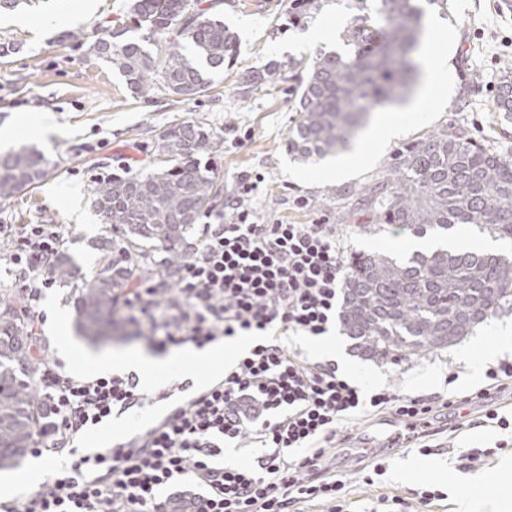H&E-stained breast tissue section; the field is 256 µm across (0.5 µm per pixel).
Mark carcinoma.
I'll return each instance as SVG.
<instances>
[{
	"label": "carcinoma",
	"instance_id": "1",
	"mask_svg": "<svg viewBox=\"0 0 512 512\" xmlns=\"http://www.w3.org/2000/svg\"><path fill=\"white\" fill-rule=\"evenodd\" d=\"M222 0H130L139 38L128 28L106 31L95 54L119 67L127 86L146 99L178 96L190 100L211 85L236 50L234 35L217 7ZM447 14L448 0H354L342 41L348 54L319 53L299 89L300 120L288 152L321 159L346 147L370 113L408 98L422 61L425 8ZM164 37L152 54L145 44ZM155 168L107 173L96 178L93 207L104 223L97 249L101 267L81 277L67 250L58 255L51 277L70 289L86 336L112 331V292L128 287L125 262L134 256L160 259L152 266L175 282L194 255L190 242L200 217L224 186L195 154L216 153L224 142L203 120L192 119L159 131ZM50 161L37 149L0 154V198L33 187L49 173ZM343 219H366L364 232L397 225L423 236L466 224L512 241V160L448 123L406 147L385 173L360 189L336 191ZM344 287L341 323L366 356L417 359L448 347L483 323L490 313L512 310V258L478 250H435L400 261L387 252L353 253ZM24 297L0 304V469L15 468L30 448L39 417L33 388L38 365L24 342L28 323ZM28 381L15 384L17 373Z\"/></svg>",
	"mask_w": 512,
	"mask_h": 512
}]
</instances>
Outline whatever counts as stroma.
I'll return each mask as SVG.
<instances>
[{"label":"stroma","instance_id":"35a3bbf8","mask_svg":"<svg viewBox=\"0 0 512 512\" xmlns=\"http://www.w3.org/2000/svg\"><path fill=\"white\" fill-rule=\"evenodd\" d=\"M71 0H19L0 8V152L28 145L41 151L52 171L35 188L0 200L1 224H58L65 232L64 247L83 274L99 268L95 243L103 232L92 207L96 174L122 171L133 154L132 143L151 145L156 130L203 118L224 142L220 153L200 154L203 165L215 172L225 196L236 194L238 176L250 174L254 187L247 196L253 221L260 224H332L347 242L349 252L407 248L411 232L387 229L360 232L343 220L336 189L370 183L393 163L404 148L449 122L465 125L478 142L490 144L512 157V118L498 107V82L512 72V8L498 0H449V15L431 7L423 52L432 66L447 69L450 85L440 86L435 103L413 117L403 135L384 151L369 156L373 135L383 130V112L371 114L367 125L345 151L304 163L288 153V139L299 120L296 94L313 57L320 52L343 51L339 38L304 43L291 40L318 20L332 18L337 30L350 23L352 12L336 0H322L320 10L301 21L288 17L292 0H224L220 15L228 27L249 20L253 34L239 38L236 56L214 84L190 101L175 97L145 102L127 86L118 67L94 55L99 23L122 28L130 23L129 0H96L89 17L67 23ZM256 68L269 73L267 89L243 90L240 79ZM52 113L55 129L39 135L35 128ZM68 290L54 285L45 290L37 310L44 314L43 330L51 340V355L68 371H85L84 353L109 357L115 351L139 352L142 343L120 336L98 343L78 335L77 312ZM329 331L341 344L349 362L363 368L351 381L363 391L390 387L406 397L456 399L486 385L485 376H471L456 360L454 348L435 350L419 359L376 362L352 348L341 323ZM512 410V396L490 394L469 406L465 418L453 409L434 413L431 448L415 445L377 448L386 470L375 475L361 457L364 439L385 432L383 416H368L353 428L349 442L338 445L331 463L345 484L342 512H387L390 499L400 512H457V501L476 494L475 477L487 482L493 502L485 512H512V477H502L512 462V445L500 447L505 434L485 424L487 409ZM478 461H469L471 453ZM435 485L445 497L425 505L421 491Z\"/></svg>","mask_w":512,"mask_h":512}]
</instances>
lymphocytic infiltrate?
I'll list each match as a JSON object with an SVG mask.
<instances>
[{
  "mask_svg": "<svg viewBox=\"0 0 512 512\" xmlns=\"http://www.w3.org/2000/svg\"><path fill=\"white\" fill-rule=\"evenodd\" d=\"M243 192L229 197L236 216L203 225L192 260L176 284L129 269V286L112 302L123 336L161 353L192 343L202 349L237 336L257 342L224 370L221 381L183 403L132 445L85 453L77 435L149 397L133 373L86 379L47 359L40 317L30 321L42 355L37 390L46 409L33 435L37 456L68 455L22 506L0 512H172L174 495L194 512H297L301 502L333 504L345 485L327 465L347 424L364 412L391 411L417 428L432 412L424 399L389 388L372 394L319 362L280 345L278 336H321L336 317L348 273L347 250L332 224H258ZM65 243L57 224L0 225V248L21 273L27 305L53 282L49 268ZM262 444L254 463L228 466L224 449Z\"/></svg>",
  "mask_w": 512,
  "mask_h": 512,
  "instance_id": "lymphocytic-infiltrate-1",
  "label": "lymphocytic infiltrate"
}]
</instances>
